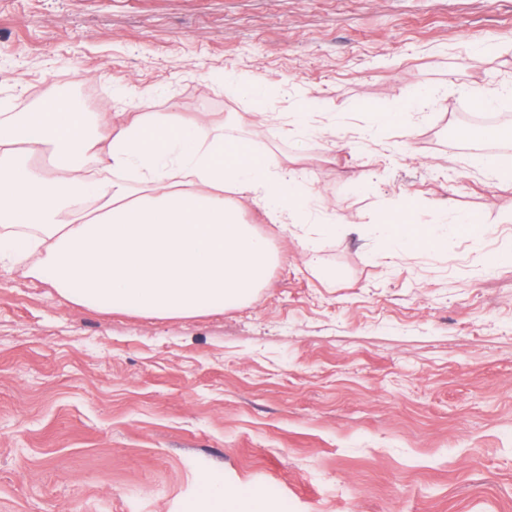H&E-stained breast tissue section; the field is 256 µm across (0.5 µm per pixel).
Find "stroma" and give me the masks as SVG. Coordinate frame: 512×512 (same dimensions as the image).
<instances>
[{
	"instance_id": "stroma-1",
	"label": "stroma",
	"mask_w": 512,
	"mask_h": 512,
	"mask_svg": "<svg viewBox=\"0 0 512 512\" xmlns=\"http://www.w3.org/2000/svg\"><path fill=\"white\" fill-rule=\"evenodd\" d=\"M512 85V0H0V113L207 117L304 170L224 312L104 313L0 269V512H512V186L449 129ZM309 125L255 127L256 104ZM406 111L379 125L378 112ZM410 202L438 249L388 255ZM482 212L480 244L460 214Z\"/></svg>"
}]
</instances>
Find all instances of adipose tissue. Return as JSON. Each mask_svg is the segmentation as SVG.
Returning a JSON list of instances; mask_svg holds the SVG:
<instances>
[{"mask_svg": "<svg viewBox=\"0 0 512 512\" xmlns=\"http://www.w3.org/2000/svg\"><path fill=\"white\" fill-rule=\"evenodd\" d=\"M232 192L278 224L301 200L287 168L169 112L89 117L55 98L0 114V265L50 268L61 296L98 310L195 316L249 297L277 256ZM378 230L398 253L441 240L409 206Z\"/></svg>", "mask_w": 512, "mask_h": 512, "instance_id": "adipose-tissue-1", "label": "adipose tissue"}]
</instances>
